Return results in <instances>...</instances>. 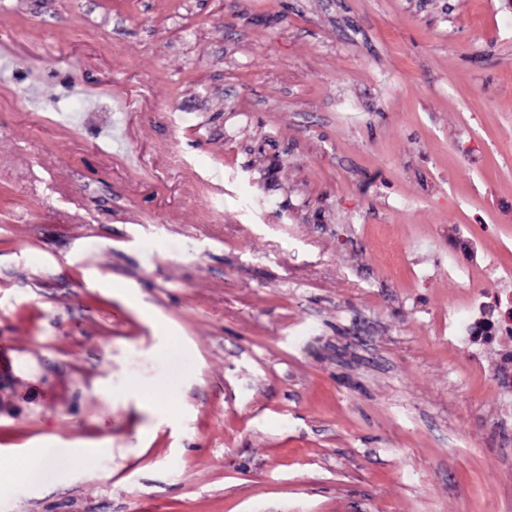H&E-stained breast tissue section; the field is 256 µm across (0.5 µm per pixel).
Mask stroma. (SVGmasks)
Masks as SVG:
<instances>
[{
	"instance_id": "stroma-1",
	"label": "stroma",
	"mask_w": 512,
	"mask_h": 512,
	"mask_svg": "<svg viewBox=\"0 0 512 512\" xmlns=\"http://www.w3.org/2000/svg\"><path fill=\"white\" fill-rule=\"evenodd\" d=\"M476 287L512 0H0V512H512ZM477 297L470 309L471 315L467 314L465 317L453 315L448 317V340L457 343L468 355L477 357L476 346L484 343V337L493 335L495 338L498 333L502 331L504 325L505 329H510L512 323V295L505 296L497 295L494 297V302H487ZM495 305L493 311H501L498 314L497 321L487 320L480 321V319L473 318V311L478 308L480 312L482 309H487L489 306Z\"/></svg>"
}]
</instances>
